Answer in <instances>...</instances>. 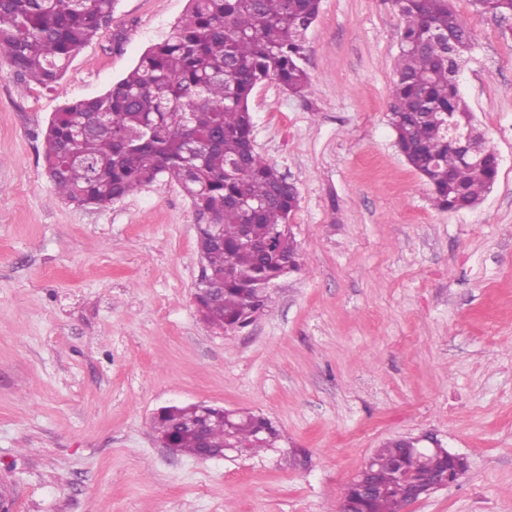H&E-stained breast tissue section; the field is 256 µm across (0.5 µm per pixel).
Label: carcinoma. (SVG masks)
Masks as SVG:
<instances>
[{"instance_id":"1","label":"carcinoma","mask_w":512,"mask_h":512,"mask_svg":"<svg viewBox=\"0 0 512 512\" xmlns=\"http://www.w3.org/2000/svg\"><path fill=\"white\" fill-rule=\"evenodd\" d=\"M400 17L390 124L406 162L424 178L434 205L471 208L495 184L499 159L490 148L464 162L448 140L446 121L470 111L453 73L472 49L467 19L449 0H392ZM476 12L512 16V0H472ZM115 0H0V55L20 87L51 90L76 52L112 17ZM321 0H189L183 18L104 94L64 104L50 121L43 165L55 194L84 209H102L167 177L180 184L199 220L220 225L197 249L203 266L196 307L213 328L249 326L274 302V287L299 268L300 245L289 218L297 187L275 164L247 150L253 90L274 81L302 96L305 33ZM257 248L244 241V234ZM202 406L160 408L152 428L171 451L198 458L191 431ZM207 445L226 436L255 452L276 443L265 417L209 408ZM448 471V453L407 456L402 440L373 454L381 491L367 497L358 481L343 488L346 512H400L414 491Z\"/></svg>"}]
</instances>
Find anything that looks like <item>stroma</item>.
Returning a JSON list of instances; mask_svg holds the SVG:
<instances>
[{
	"mask_svg": "<svg viewBox=\"0 0 512 512\" xmlns=\"http://www.w3.org/2000/svg\"><path fill=\"white\" fill-rule=\"evenodd\" d=\"M471 25L460 87L499 157L477 206L438 209L389 124L399 17L322 0L309 86L252 93L254 146L299 193L300 269L249 327L199 319L197 215L162 178L103 209L60 200L47 125L100 95L188 0H116L54 90L0 59V484L10 512H338L387 441L433 434L468 461L402 512H512V24ZM249 411L277 447L201 461L154 439L160 406Z\"/></svg>",
	"mask_w": 512,
	"mask_h": 512,
	"instance_id": "stroma-1",
	"label": "stroma"
}]
</instances>
